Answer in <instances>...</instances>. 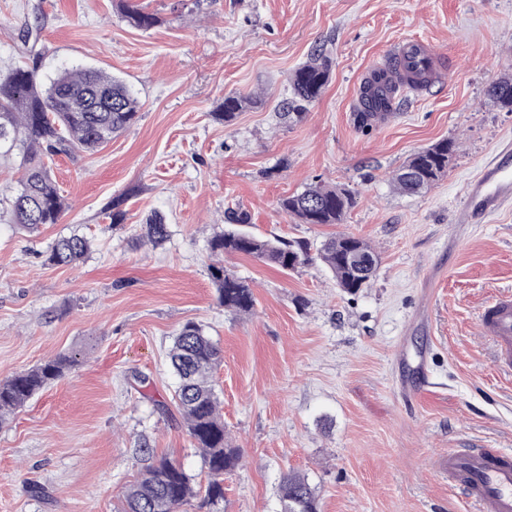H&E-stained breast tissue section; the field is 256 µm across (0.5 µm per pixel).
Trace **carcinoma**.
<instances>
[{"label":"carcinoma","mask_w":512,"mask_h":512,"mask_svg":"<svg viewBox=\"0 0 512 512\" xmlns=\"http://www.w3.org/2000/svg\"><path fill=\"white\" fill-rule=\"evenodd\" d=\"M125 18L141 30L160 23L157 15L129 2L125 4ZM328 79L329 60L317 49L293 72L292 97L286 102V110L301 111L314 102ZM488 97L512 111V79L493 83ZM257 104L255 97L227 96L224 111L213 113V117L229 125L239 112ZM389 107L390 96L369 87L362 96L359 120L366 124L375 113ZM139 110L138 99L122 80L96 68L64 69L45 88L33 68H18L6 79H0V156L20 155L17 189L8 199L10 223L29 230L59 223L65 203L49 164L51 157L101 149L112 136L138 120ZM454 148L453 142L443 140L415 153L392 175L396 190L416 195L430 188L448 172ZM353 204L348 189L317 184L282 199L280 207L302 224H340ZM145 228V238L154 246L168 237V225L160 218L150 219ZM209 249L215 261L208 265V275L216 286L218 302L236 314L251 312L255 300L250 286L224 266L226 255L251 256L285 271L318 259L349 294L367 287L379 265V256L371 246L347 234L326 239L314 255L308 244L300 241L262 239L235 230L215 235ZM89 251L87 238L77 234L63 237L51 246L46 263L67 266L84 259ZM355 255L371 261L374 267L360 273L352 261ZM168 357L179 378L176 406L190 438L202 453L209 480L204 489L197 490L180 465L161 456L123 491L122 512H179L197 497L202 508L216 506L224 501V473L241 462L237 449L225 439L221 402L211 384V375L222 361L221 350L199 325L187 322L174 337ZM77 362V354H63L0 382V420L60 379ZM279 499L281 505L290 504L297 512H318L314 491L295 474L283 476Z\"/></svg>","instance_id":"obj_1"}]
</instances>
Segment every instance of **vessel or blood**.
<instances>
[{"instance_id":"b4317fda","label":"vessel or blood","mask_w":512,"mask_h":512,"mask_svg":"<svg viewBox=\"0 0 512 512\" xmlns=\"http://www.w3.org/2000/svg\"><path fill=\"white\" fill-rule=\"evenodd\" d=\"M387 64L372 70L382 84L422 90L444 82L446 57L433 44L406 39L387 53ZM512 205V145L502 147L487 161L465 192V211L470 221L493 216ZM484 334L497 344L502 359L512 363V296L495 297L480 319ZM449 483L463 487L476 512H512V452L480 446L455 448L438 462Z\"/></svg>"}]
</instances>
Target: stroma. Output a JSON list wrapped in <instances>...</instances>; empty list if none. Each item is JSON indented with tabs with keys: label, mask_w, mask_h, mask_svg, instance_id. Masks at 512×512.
I'll use <instances>...</instances> for the list:
<instances>
[{
	"label": "stroma",
	"mask_w": 512,
	"mask_h": 512,
	"mask_svg": "<svg viewBox=\"0 0 512 512\" xmlns=\"http://www.w3.org/2000/svg\"><path fill=\"white\" fill-rule=\"evenodd\" d=\"M135 2L160 25L131 27L120 0H0V78L94 66L141 104L98 153L54 156L60 223L0 222V382L80 354L0 421V512H120L124 488L162 455L206 484L170 404L167 351L188 321L224 354L212 381L241 464L224 475L223 512H280L287 473L307 479L320 512H474L437 461L472 444L512 450V370L479 326L488 301L512 294V209L469 224L462 208L468 179L512 140V112L486 95L512 73V0ZM410 37L446 55V82L362 126L366 77ZM319 45L328 85L301 118H282L293 71ZM252 94L261 107L214 120L225 97ZM443 139L456 143L447 175L397 192L393 172ZM318 183L354 192L343 223L282 211ZM232 211L271 239H363L377 275L349 294L318 261L283 272L231 255L255 306L225 310L207 267ZM154 213L169 226L158 246L141 239ZM74 232L91 241L87 258L46 264Z\"/></svg>",
	"instance_id": "35a3bbf8"
}]
</instances>
